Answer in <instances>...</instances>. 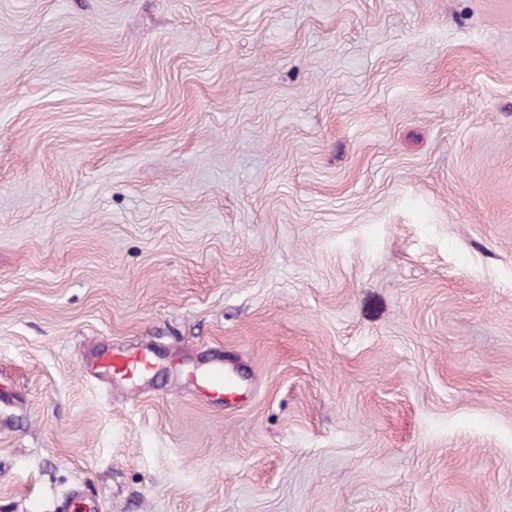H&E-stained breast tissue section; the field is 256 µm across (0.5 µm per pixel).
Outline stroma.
Returning <instances> with one entry per match:
<instances>
[{
  "label": "stroma",
  "mask_w": 512,
  "mask_h": 512,
  "mask_svg": "<svg viewBox=\"0 0 512 512\" xmlns=\"http://www.w3.org/2000/svg\"><path fill=\"white\" fill-rule=\"evenodd\" d=\"M74 490L512 512V0H0V512ZM86 358V368L109 385L120 380L137 386L152 374L157 364L155 352L148 348L134 352L97 350ZM235 369L224 367V359L216 358L205 368L191 371L188 381L202 388L213 399L222 400L224 392H234L238 388Z\"/></svg>",
  "instance_id": "stroma-1"
}]
</instances>
